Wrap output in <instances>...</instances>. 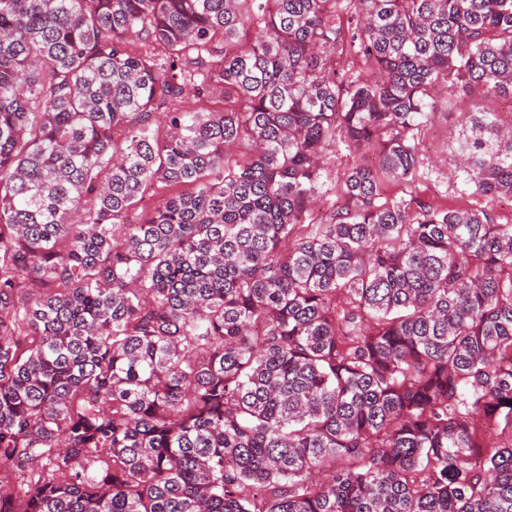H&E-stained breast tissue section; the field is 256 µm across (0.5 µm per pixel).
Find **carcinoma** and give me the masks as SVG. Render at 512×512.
<instances>
[{
  "label": "carcinoma",
  "instance_id": "obj_1",
  "mask_svg": "<svg viewBox=\"0 0 512 512\" xmlns=\"http://www.w3.org/2000/svg\"><path fill=\"white\" fill-rule=\"evenodd\" d=\"M437 84L512 199V0H0V512H512V224L416 194Z\"/></svg>",
  "mask_w": 512,
  "mask_h": 512
}]
</instances>
